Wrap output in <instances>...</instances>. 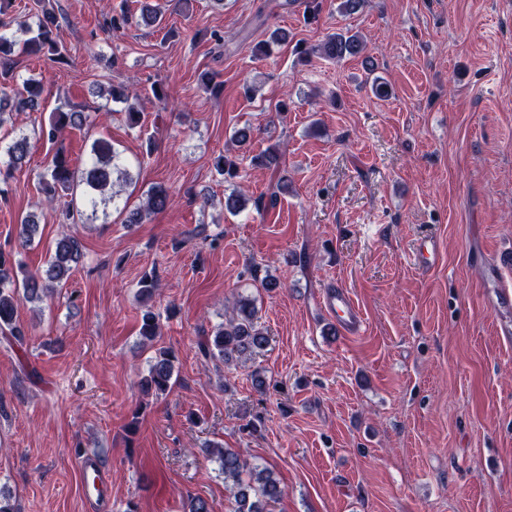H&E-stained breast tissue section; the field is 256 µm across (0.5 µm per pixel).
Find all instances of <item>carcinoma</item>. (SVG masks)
<instances>
[{
  "mask_svg": "<svg viewBox=\"0 0 512 512\" xmlns=\"http://www.w3.org/2000/svg\"><path fill=\"white\" fill-rule=\"evenodd\" d=\"M11 0H0V82L18 83L20 88L13 91L9 102L0 98V110L10 108L15 112H34L44 102L43 87L33 79L18 81L12 66L13 58L19 56H45L53 63L64 67L69 65L66 48L58 40L59 17L55 0H42L40 10L34 20L17 22V29L23 33L30 31L34 35L28 39H18L8 32L11 22L1 19L7 14ZM160 8L143 0L137 24L145 26L161 25ZM299 60L305 61L317 52L321 56L342 61L359 57L365 52V44L356 33L341 31L330 34L318 48L296 47ZM87 116L82 112H67L58 106L52 111L48 127L41 130L42 135L55 142L63 140L68 129L80 128L86 123ZM30 138L21 133L11 140L0 141V182L9 179L13 171L26 163L30 154ZM280 154L274 145L252 157V164L258 168L279 166ZM214 168L220 175L234 178L238 175V165L231 156L219 155L214 160ZM128 173L123 167L119 154L112 144L97 139L91 145L85 168L78 172L71 167L70 159L64 148L55 153L52 165L43 174L45 191L53 199L62 193L66 196L81 192L85 205L92 211L98 206L116 202L115 183L127 179ZM169 201L165 187L154 186L146 194L145 201L136 209L129 211L126 223L140 224L153 213L164 210ZM39 231V224L33 215L24 216L19 224L18 237L24 243H32ZM81 258L79 240L70 234L56 239L54 249L42 271L30 272L12 258V255L0 252V334L23 344V332L16 323V309L20 299L37 301L52 292L59 284L71 276V272ZM157 290L154 275L145 273L138 282V296L143 300L153 298ZM140 336L147 343L159 336V315L148 309L142 314ZM266 342L264 333L255 325L254 302L248 298L238 301L236 317L217 325L206 342L199 345L200 352L207 358L227 362L235 355L251 353L263 347ZM175 352L161 348L151 362L148 375L141 382L143 394L158 396L168 392L172 386ZM218 459L224 481L232 482L234 505L232 512H267L271 502L280 500L283 489L271 470L249 466L237 451L230 448H218L213 452Z\"/></svg>",
  "mask_w": 512,
  "mask_h": 512,
  "instance_id": "cac0c4a2",
  "label": "carcinoma"
}]
</instances>
